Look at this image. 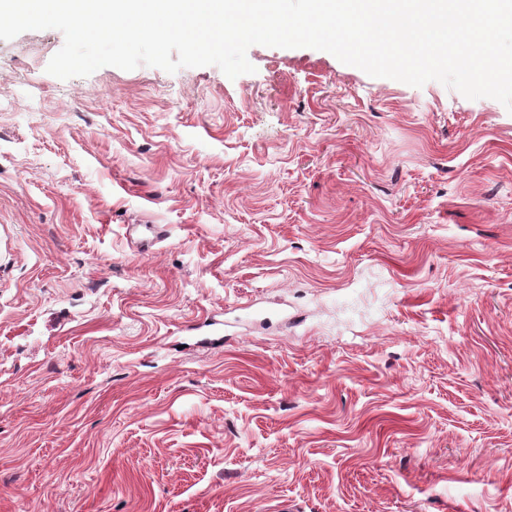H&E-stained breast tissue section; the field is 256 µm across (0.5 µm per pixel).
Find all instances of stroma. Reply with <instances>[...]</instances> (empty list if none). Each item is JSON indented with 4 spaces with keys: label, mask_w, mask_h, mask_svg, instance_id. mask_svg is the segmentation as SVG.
Segmentation results:
<instances>
[{
    "label": "stroma",
    "mask_w": 512,
    "mask_h": 512,
    "mask_svg": "<svg viewBox=\"0 0 512 512\" xmlns=\"http://www.w3.org/2000/svg\"><path fill=\"white\" fill-rule=\"evenodd\" d=\"M63 43L0 40V512H512V113Z\"/></svg>",
    "instance_id": "obj_1"
}]
</instances>
